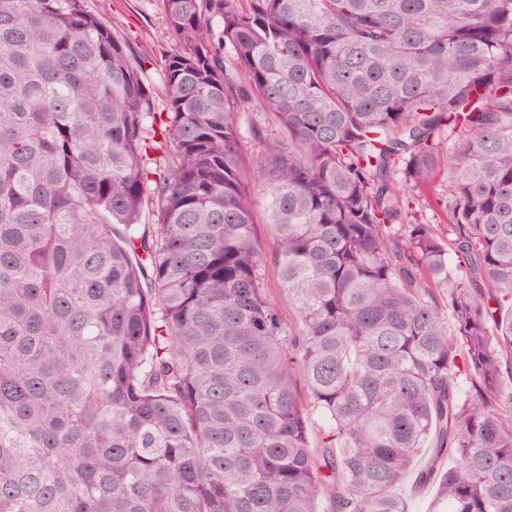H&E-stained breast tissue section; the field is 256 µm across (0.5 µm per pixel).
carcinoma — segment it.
Listing matches in <instances>:
<instances>
[{
	"label": "carcinoma",
	"instance_id": "cac0c4a2",
	"mask_svg": "<svg viewBox=\"0 0 512 512\" xmlns=\"http://www.w3.org/2000/svg\"><path fill=\"white\" fill-rule=\"evenodd\" d=\"M163 7L161 117L86 0H0V512H409L432 437L512 512V0ZM239 124L244 134L245 142H247V148L251 155L257 154V147L254 145L250 136V129L253 125L257 124L262 127L267 125L268 118L256 102L248 105L243 112L239 114ZM452 173L441 168L436 179L430 188L419 192H409V207L412 214L418 218V222L423 224H437L438 229L447 233L449 215L444 205L438 206L436 200L447 201L448 183L451 180ZM252 209L254 212V219L260 229L261 243L266 260L264 281L266 293L270 301L280 306L284 318L288 320V301L281 288L278 275L276 245L265 232L266 224L269 221L268 203L265 196L258 189H255L252 192Z\"/></svg>",
	"mask_w": 512,
	"mask_h": 512
}]
</instances>
